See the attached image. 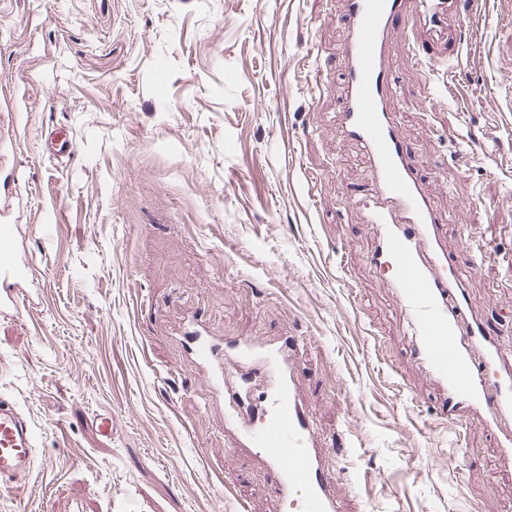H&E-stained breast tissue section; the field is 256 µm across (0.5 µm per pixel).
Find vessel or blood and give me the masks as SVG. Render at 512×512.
Here are the masks:
<instances>
[{
	"label": "vessel or blood",
	"mask_w": 512,
	"mask_h": 512,
	"mask_svg": "<svg viewBox=\"0 0 512 512\" xmlns=\"http://www.w3.org/2000/svg\"><path fill=\"white\" fill-rule=\"evenodd\" d=\"M466 5L469 19L489 15V0H344L347 99L340 131L370 160L378 205L364 204L362 221L378 225L375 262H390V282L410 316L419 363L447 391L442 412L478 411L486 425L512 418V359L474 316L454 259L443 244L445 222L431 205L400 125L388 103L396 89L386 65L388 39L411 23L444 33L448 13ZM22 227L0 223V288L23 287L32 267L20 256ZM187 351L224 400V431L232 445L260 457L282 499L297 512H339L334 478L325 471L314 427L297 394L298 352L292 340L269 350L245 339L221 340L199 328ZM35 430L11 400L0 398V485L25 492L36 448Z\"/></svg>",
	"instance_id": "vessel-or-blood-1"
}]
</instances>
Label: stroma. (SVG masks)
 I'll return each instance as SVG.
<instances>
[{
	"instance_id": "stroma-1",
	"label": "stroma",
	"mask_w": 512,
	"mask_h": 512,
	"mask_svg": "<svg viewBox=\"0 0 512 512\" xmlns=\"http://www.w3.org/2000/svg\"><path fill=\"white\" fill-rule=\"evenodd\" d=\"M499 13L456 79L413 53L441 63L446 42L396 33L392 110L512 357V0ZM343 39L339 0H0V221L35 268L0 312V397L38 436L26 496L0 488V512H289L226 443L183 350L193 323L300 338L340 512H512L498 430L440 419L391 268L370 261L354 197L372 171L337 130ZM50 130L71 155L46 153Z\"/></svg>"
}]
</instances>
